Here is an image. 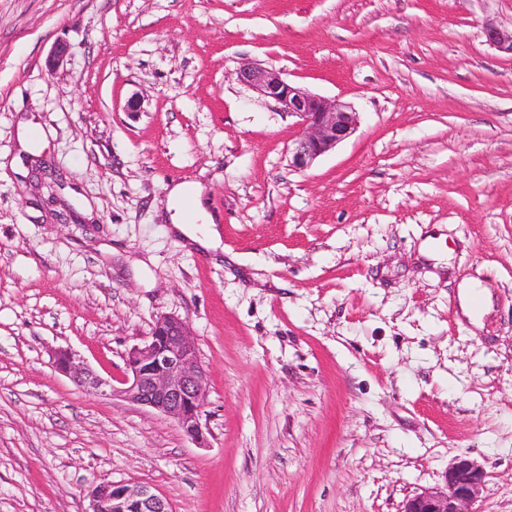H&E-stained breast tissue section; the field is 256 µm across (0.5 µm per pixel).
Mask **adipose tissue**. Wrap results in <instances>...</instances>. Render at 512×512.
I'll return each instance as SVG.
<instances>
[{"instance_id": "adipose-tissue-1", "label": "adipose tissue", "mask_w": 512, "mask_h": 512, "mask_svg": "<svg viewBox=\"0 0 512 512\" xmlns=\"http://www.w3.org/2000/svg\"><path fill=\"white\" fill-rule=\"evenodd\" d=\"M206 188L199 182H181L168 189L167 220L173 231L191 249L215 251L221 249V237L216 228L218 217L205 206Z\"/></svg>"}]
</instances>
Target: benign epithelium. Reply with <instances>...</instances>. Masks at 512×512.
Here are the masks:
<instances>
[{"label":"benign epithelium","instance_id":"benign-epithelium-1","mask_svg":"<svg viewBox=\"0 0 512 512\" xmlns=\"http://www.w3.org/2000/svg\"><path fill=\"white\" fill-rule=\"evenodd\" d=\"M486 38L499 51L512 55V30L490 26ZM237 76L241 83L297 118L299 131L290 159L296 170L311 167L357 127L356 113L347 105L292 85L273 69L249 62L240 66ZM52 366L88 391L105 394L110 387L71 350L55 351ZM126 366L121 388L112 389V393L172 419L192 441L205 442L201 416L207 397L206 374L186 321L170 315L156 318L149 340L128 352ZM486 478V471L476 460L458 457L448 467L444 487L406 499L401 512H474L472 506ZM88 498L86 512H172L167 499L147 486L100 482L89 490Z\"/></svg>","mask_w":512,"mask_h":512}]
</instances>
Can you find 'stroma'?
Here are the masks:
<instances>
[{
    "label": "stroma",
    "instance_id": "stroma-1",
    "mask_svg": "<svg viewBox=\"0 0 512 512\" xmlns=\"http://www.w3.org/2000/svg\"><path fill=\"white\" fill-rule=\"evenodd\" d=\"M490 25L512 0H0V512H86L103 481L172 512H400L462 456L476 512H512V55ZM244 62L355 132L295 170L296 119ZM190 181L221 252L156 214ZM162 314L206 372L203 447L51 365L67 348L119 385Z\"/></svg>",
    "mask_w": 512,
    "mask_h": 512
}]
</instances>
